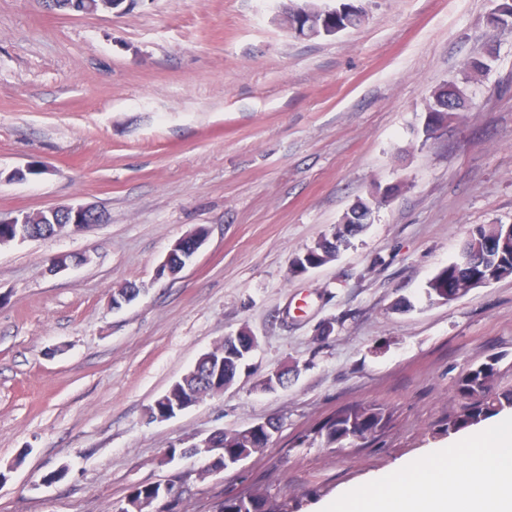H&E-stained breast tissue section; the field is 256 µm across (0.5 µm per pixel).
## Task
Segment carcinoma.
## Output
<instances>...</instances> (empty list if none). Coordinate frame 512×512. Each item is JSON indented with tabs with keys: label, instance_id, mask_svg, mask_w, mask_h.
<instances>
[{
	"label": "carcinoma",
	"instance_id": "obj_1",
	"mask_svg": "<svg viewBox=\"0 0 512 512\" xmlns=\"http://www.w3.org/2000/svg\"><path fill=\"white\" fill-rule=\"evenodd\" d=\"M324 10L305 2L301 5L300 31L297 37L311 39L306 30L309 20L320 19ZM366 20L362 7L351 0L342 3L340 10L328 16L327 22L345 30L360 27ZM492 28L512 36V0H496V6L488 17ZM494 52L488 51L481 58H474L465 64L461 77L450 80L436 88L426 107V137L434 135L435 126H447L450 115L464 109L468 102V86L475 79L491 69ZM361 224H344L332 237L322 238L313 250L320 251L336 244L341 245L348 237L360 233ZM463 250L477 255V264L462 267L455 262L441 269L427 283L426 295L430 300H441L449 292L460 293L459 286L475 275L499 280L512 276V234L505 224H484L472 228L463 245ZM217 359H224V379H235L242 371L241 360L219 345L211 352ZM502 356L495 355L463 371L456 381L457 396L467 400L458 411L448 415L441 431L449 435L480 425L483 421L501 415L512 414V388L498 386L497 380ZM196 386L193 371H188L163 394L167 402L151 405L149 417L168 408V402L181 392ZM394 419L392 410L373 403H355L344 407L314 428L306 431L305 441L319 442L327 448H342L352 441L369 443L382 435ZM270 431L263 427L249 426L234 432H220L216 443L224 449V456L209 466L212 472H221L237 463L243 457H251L269 444ZM177 501L170 500L164 492L163 484H139L131 488L125 505L119 512H173ZM302 501L298 497L278 502L267 489L254 486L239 494H227L214 502L213 512H300Z\"/></svg>",
	"mask_w": 512,
	"mask_h": 512
}]
</instances>
